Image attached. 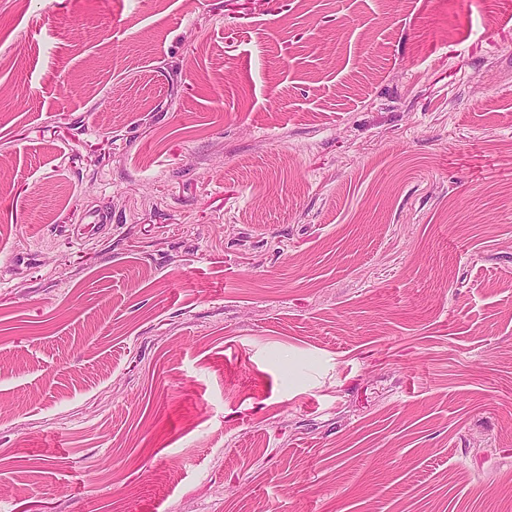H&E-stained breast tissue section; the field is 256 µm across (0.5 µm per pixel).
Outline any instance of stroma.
Returning <instances> with one entry per match:
<instances>
[{
    "label": "stroma",
    "mask_w": 512,
    "mask_h": 512,
    "mask_svg": "<svg viewBox=\"0 0 512 512\" xmlns=\"http://www.w3.org/2000/svg\"><path fill=\"white\" fill-rule=\"evenodd\" d=\"M0 512H512V0H0Z\"/></svg>",
    "instance_id": "obj_1"
}]
</instances>
